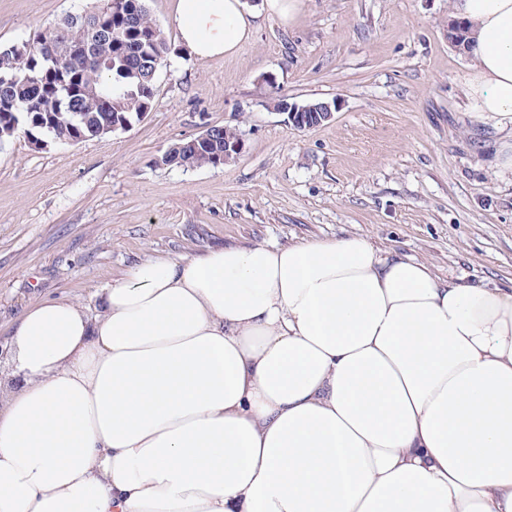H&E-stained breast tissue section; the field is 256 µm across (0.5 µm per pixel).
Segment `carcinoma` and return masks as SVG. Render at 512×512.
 I'll return each mask as SVG.
<instances>
[{"label":"carcinoma","instance_id":"cac0c4a2","mask_svg":"<svg viewBox=\"0 0 512 512\" xmlns=\"http://www.w3.org/2000/svg\"><path fill=\"white\" fill-rule=\"evenodd\" d=\"M92 19L101 29L97 35L82 21L65 19L36 33L22 55L11 45L0 46V141L21 129L56 143L79 142L135 122L144 104L153 103L157 73L170 47L147 0H128L123 15L101 5ZM80 44L90 45L94 58L68 61V48ZM88 86L112 95H88L83 92ZM237 136L235 129L217 125L205 147L175 141L177 166H215L224 158V144Z\"/></svg>","mask_w":512,"mask_h":512}]
</instances>
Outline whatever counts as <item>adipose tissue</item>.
<instances>
[{
	"label": "adipose tissue",
	"instance_id": "1",
	"mask_svg": "<svg viewBox=\"0 0 512 512\" xmlns=\"http://www.w3.org/2000/svg\"><path fill=\"white\" fill-rule=\"evenodd\" d=\"M452 7L512 171V0ZM175 21L207 60L257 15L177 0ZM100 306L16 322L0 512H512V288L353 235L147 259Z\"/></svg>",
	"mask_w": 512,
	"mask_h": 512
}]
</instances>
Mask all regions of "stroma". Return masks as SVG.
Wrapping results in <instances>:
<instances>
[{"label":"stroma","mask_w":512,"mask_h":512,"mask_svg":"<svg viewBox=\"0 0 512 512\" xmlns=\"http://www.w3.org/2000/svg\"><path fill=\"white\" fill-rule=\"evenodd\" d=\"M96 4L0 0V45ZM148 6L170 54L143 119L78 143L0 144L1 366L25 308L61 298L96 316L102 289L156 256L363 235L439 276L512 287V172L467 97L451 0H302L291 23L260 17L236 56L206 61L176 39V0ZM281 100L336 110L295 130ZM207 124L237 128L236 160L161 164Z\"/></svg>","instance_id":"35a3bbf8"}]
</instances>
